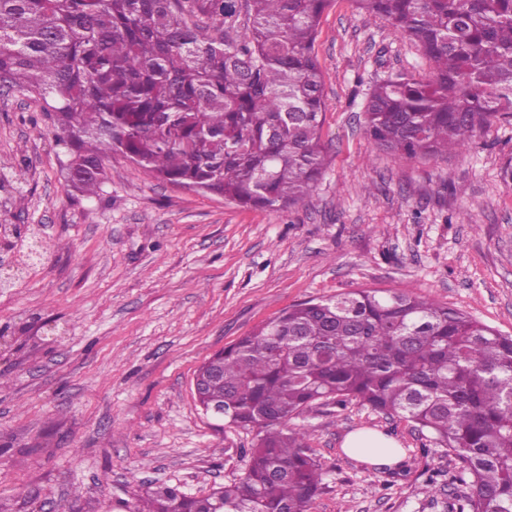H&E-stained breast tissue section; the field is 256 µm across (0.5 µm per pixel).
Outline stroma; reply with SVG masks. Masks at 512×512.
<instances>
[{
	"label": "stroma",
	"mask_w": 512,
	"mask_h": 512,
	"mask_svg": "<svg viewBox=\"0 0 512 512\" xmlns=\"http://www.w3.org/2000/svg\"><path fill=\"white\" fill-rule=\"evenodd\" d=\"M327 166L284 210L146 176L122 155L98 195L74 192L39 101L0 90V512H117L167 484L196 497L243 475L252 432L207 417L191 389L215 352L289 306L355 288L432 298L512 336V119L466 151L406 159L364 131L370 87L425 78L388 22L332 0L315 42ZM326 468L309 512H418L424 442L356 403L293 418ZM394 440L411 466L347 456V434Z\"/></svg>",
	"instance_id": "1"
}]
</instances>
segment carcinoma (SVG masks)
<instances>
[{"instance_id":"carcinoma-1","label":"carcinoma","mask_w":512,"mask_h":512,"mask_svg":"<svg viewBox=\"0 0 512 512\" xmlns=\"http://www.w3.org/2000/svg\"><path fill=\"white\" fill-rule=\"evenodd\" d=\"M331 0H0V80L43 102L69 186L100 189L119 152L150 178L281 209L326 168L315 54ZM433 67L377 82L365 127L407 158L461 153L512 117V0H354ZM203 397L256 433L239 481L205 497L158 486L128 512H308L323 464L289 421L321 400L404 420L421 512H512V337L434 299L359 289L293 305L208 359ZM466 490L448 497V456Z\"/></svg>"}]
</instances>
